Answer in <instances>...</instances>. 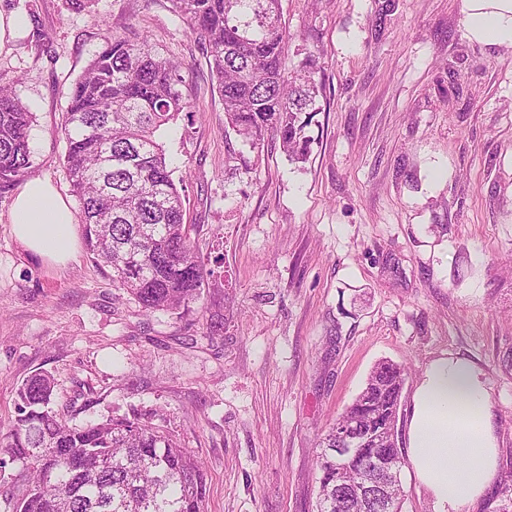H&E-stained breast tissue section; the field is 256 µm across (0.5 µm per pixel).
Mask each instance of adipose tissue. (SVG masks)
Masks as SVG:
<instances>
[{
  "label": "adipose tissue",
  "mask_w": 512,
  "mask_h": 512,
  "mask_svg": "<svg viewBox=\"0 0 512 512\" xmlns=\"http://www.w3.org/2000/svg\"><path fill=\"white\" fill-rule=\"evenodd\" d=\"M467 36L512 50V0H460ZM11 232L44 262L64 266L79 250L75 215L52 183L33 178L16 196ZM407 458L436 512H463L482 498L498 467L499 442L485 371L451 353L430 360L412 394Z\"/></svg>",
  "instance_id": "adipose-tissue-1"
}]
</instances>
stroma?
Returning <instances> with one entry per match:
<instances>
[{"mask_svg":"<svg viewBox=\"0 0 512 512\" xmlns=\"http://www.w3.org/2000/svg\"><path fill=\"white\" fill-rule=\"evenodd\" d=\"M382 2L282 0L286 67L314 55L321 87L294 162L273 134L254 149L225 128L171 0H0L28 27L0 73L35 115L32 175L64 197L61 125L105 35L186 64L195 110L163 141L196 249L223 258L188 310L145 314L86 250L59 269L25 252L1 194L0 422L45 372L75 421L163 413L204 465L208 512H315L319 443L372 367L407 372L402 448L423 366L451 352L489 380L498 474L468 512H497L512 485V58L466 37L459 0H395L384 18Z\"/></svg>","mask_w":512,"mask_h":512,"instance_id":"35a3bbf8","label":"stroma"}]
</instances>
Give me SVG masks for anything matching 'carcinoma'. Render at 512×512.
Masks as SVG:
<instances>
[{
    "mask_svg": "<svg viewBox=\"0 0 512 512\" xmlns=\"http://www.w3.org/2000/svg\"><path fill=\"white\" fill-rule=\"evenodd\" d=\"M206 49L224 123L255 147L268 131L293 160L310 139L305 114L319 111L316 58L286 69L288 25L281 0H171ZM16 77H0V194L32 168L33 113L15 94ZM182 63L156 52L144 35H106L71 92L61 132L64 164L81 212L88 253L112 270V282L145 313L175 312L200 299L205 258L184 223L183 196L161 131L192 105ZM404 368L381 361L336 422L370 439L336 462L329 431L316 455L317 512H402L399 475L387 493L353 489L369 462L403 458L394 429ZM47 374L23 380L16 415L0 443V474L19 463L11 512H207L205 469L162 424L139 414L72 423L53 409Z\"/></svg>",
    "mask_w": 512,
    "mask_h": 512,
    "instance_id": "1",
    "label": "carcinoma"
}]
</instances>
